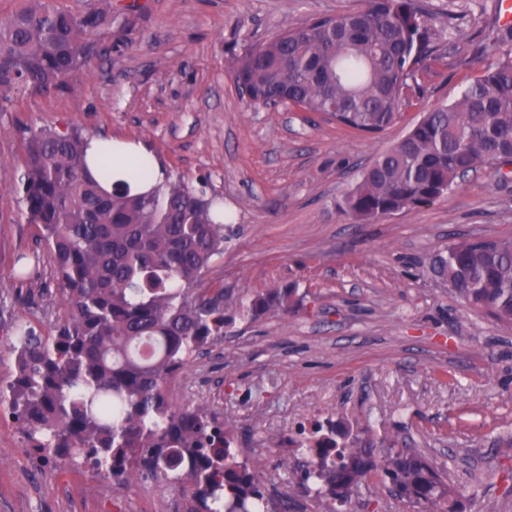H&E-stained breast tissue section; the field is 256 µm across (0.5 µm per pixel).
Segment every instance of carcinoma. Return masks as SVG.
Segmentation results:
<instances>
[{"mask_svg":"<svg viewBox=\"0 0 512 512\" xmlns=\"http://www.w3.org/2000/svg\"><path fill=\"white\" fill-rule=\"evenodd\" d=\"M432 14L422 0H366L251 46L231 78L253 106L298 107L376 134L393 124L431 55ZM112 5L89 0L74 14L52 0H24L0 20V112L18 88L51 95L91 67L96 40L112 27ZM77 127L30 130L19 188L30 222L52 253L69 318L55 336L23 329L9 402L40 458L81 461L114 478L135 476L191 492V512H286L254 466L240 460L218 417L177 403L169 378L224 341L233 317L224 289L198 288L224 253V220L180 176L151 192L129 182L105 191L86 170ZM512 166V49L451 103L426 112L364 168L337 201L359 222L430 204L471 173ZM468 309L512 325V240L464 239L430 262ZM297 288L251 301L257 319L290 311ZM310 461L297 467L306 492L345 507L374 479L414 512H457L443 473L415 448L328 416L288 438Z\"/></svg>","mask_w":512,"mask_h":512,"instance_id":"1","label":"carcinoma"}]
</instances>
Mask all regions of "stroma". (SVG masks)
Listing matches in <instances>:
<instances>
[{"label":"stroma","mask_w":512,"mask_h":512,"mask_svg":"<svg viewBox=\"0 0 512 512\" xmlns=\"http://www.w3.org/2000/svg\"><path fill=\"white\" fill-rule=\"evenodd\" d=\"M432 57L398 121L366 135L324 114L251 108L235 56L364 0H112L119 20L91 70L63 93L18 89L0 112V381L19 327L56 335L69 317L53 259L16 185L25 130L75 126L142 143L166 170L224 201L231 227L201 287L224 305L297 283L287 314L236 319L222 343L175 376L173 398L224 416L296 512H328L281 465L301 425L333 416L429 454L463 491V512H512V326L465 309L430 271L465 238H512V180L486 168L437 201L364 224L336 202L424 112L456 99L506 48L499 0H425ZM0 405V512H192L189 494L113 480L105 496L65 481L69 467L28 451Z\"/></svg>","instance_id":"stroma-1"}]
</instances>
